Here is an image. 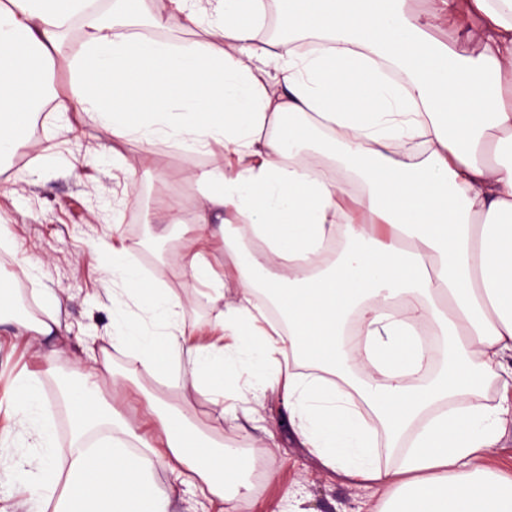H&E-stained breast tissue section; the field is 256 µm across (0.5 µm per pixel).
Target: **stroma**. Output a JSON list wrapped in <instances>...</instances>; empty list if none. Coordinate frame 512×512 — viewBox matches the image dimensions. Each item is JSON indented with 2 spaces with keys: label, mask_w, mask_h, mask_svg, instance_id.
<instances>
[{
  "label": "stroma",
  "mask_w": 512,
  "mask_h": 512,
  "mask_svg": "<svg viewBox=\"0 0 512 512\" xmlns=\"http://www.w3.org/2000/svg\"><path fill=\"white\" fill-rule=\"evenodd\" d=\"M43 154L51 155L49 165L39 163ZM221 161L210 153L189 159L164 142L149 147L132 139L116 145L97 125L85 123L71 131L45 113L29 146L0 171V209L10 224L9 235L0 239V279L38 320L48 317L40 293L54 290L63 302L60 318L69 327L57 344L52 374L25 339L0 346V397L12 390L17 377L34 378L62 448H69L71 430L61 397L65 372L73 361L85 358L87 344L108 346L112 334V297L103 272L109 260L91 252L87 241L118 227L129 259L180 297L185 329L199 333L218 309L206 299L204 287L170 260L187 241L182 226L160 228L151 213L161 202L175 199L185 217H193L200 202L195 174ZM148 164L153 172L146 176L142 169ZM22 255L38 259L39 267L21 269L16 259ZM141 382L153 394L186 406L194 423L218 443L256 457L258 478L238 512H372L381 497L375 489L352 485L329 471L302 446L281 395L267 396L258 424L252 425L241 413L245 401H237L236 412H225L192 389L177 387L175 378L156 380L146 374ZM98 390L126 420L148 430L145 403L133 389L113 392L111 373H106ZM153 479L155 490L169 497L170 512H212L202 496L175 486L165 466L155 467Z\"/></svg>",
  "instance_id": "1"
}]
</instances>
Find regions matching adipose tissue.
I'll list each match as a JSON object with an SVG mask.
<instances>
[{
    "label": "adipose tissue",
    "mask_w": 512,
    "mask_h": 512,
    "mask_svg": "<svg viewBox=\"0 0 512 512\" xmlns=\"http://www.w3.org/2000/svg\"><path fill=\"white\" fill-rule=\"evenodd\" d=\"M435 2L166 0L147 14L145 0H113L107 23L93 0H0V162L48 108L117 142L169 141L188 158L220 148L223 164L197 173L204 201L176 258L222 307L209 335L186 334L181 299L124 261L120 236L90 244L117 284L112 345L128 363L114 387L148 368L215 405L276 391L326 468L385 488L376 512H512V476L483 464L512 406L475 397L512 381V0ZM273 14L288 37L272 44ZM141 20L191 40L145 39L131 31ZM442 25L472 50L436 39ZM218 242L233 282L207 258ZM4 312L44 357L60 320L31 319L8 288ZM74 370L70 452L36 382L9 399L30 435L0 439V471L38 452L16 488L26 512H168L159 463L237 512L248 455L154 395L155 429L137 433L104 416L96 358ZM106 419L116 438L89 446ZM381 434L406 439L397 466L381 465Z\"/></svg>",
    "instance_id": "ef3b65f1"
}]
</instances>
